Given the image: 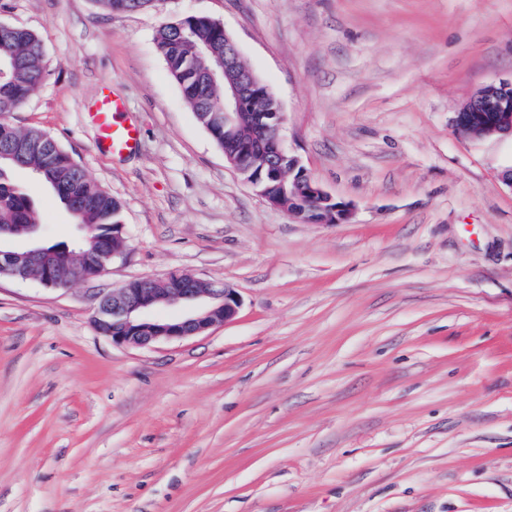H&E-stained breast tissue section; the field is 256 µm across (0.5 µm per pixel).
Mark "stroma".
I'll use <instances>...</instances> for the list:
<instances>
[{"instance_id":"obj_1","label":"stroma","mask_w":512,"mask_h":512,"mask_svg":"<svg viewBox=\"0 0 512 512\" xmlns=\"http://www.w3.org/2000/svg\"><path fill=\"white\" fill-rule=\"evenodd\" d=\"M223 23L283 136L351 209L306 224L263 200L186 106L155 42ZM46 77L12 116L122 205L126 246L65 290L0 277V512H512V139L456 113L512 80V0H6ZM140 146L95 148L101 86ZM39 237L72 213L33 173ZM177 271L235 288L236 318L112 344L100 298ZM105 11L110 13H125L154 10L160 0H96Z\"/></svg>"}]
</instances>
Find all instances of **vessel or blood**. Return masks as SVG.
Listing matches in <instances>:
<instances>
[{
	"label": "vessel or blood",
	"mask_w": 512,
	"mask_h": 512,
	"mask_svg": "<svg viewBox=\"0 0 512 512\" xmlns=\"http://www.w3.org/2000/svg\"><path fill=\"white\" fill-rule=\"evenodd\" d=\"M88 116L101 151L122 156L137 150L140 125L133 115L128 114L125 102L109 89L104 88L97 93Z\"/></svg>",
	"instance_id": "b4317fda"
}]
</instances>
